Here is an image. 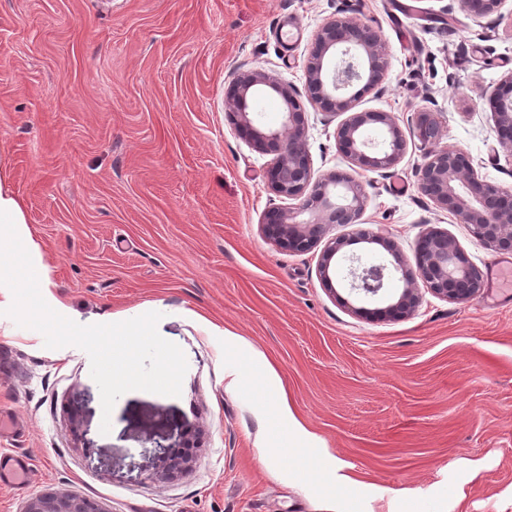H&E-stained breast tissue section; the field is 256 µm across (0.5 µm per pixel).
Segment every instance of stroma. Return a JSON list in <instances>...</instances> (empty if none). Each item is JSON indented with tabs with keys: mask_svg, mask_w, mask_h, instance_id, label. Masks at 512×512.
<instances>
[{
	"mask_svg": "<svg viewBox=\"0 0 512 512\" xmlns=\"http://www.w3.org/2000/svg\"><path fill=\"white\" fill-rule=\"evenodd\" d=\"M101 2L0 0V172L40 245L45 301L82 325L160 312L188 370L180 396L122 395L104 434L88 354L46 348L0 314V414L22 426L0 434V454L32 463L25 483H0V512L49 490L103 512H512V304L484 287L463 302L423 292L400 319L353 314L346 277L323 286L318 251L264 237L265 212L291 201L268 188L269 156L224 102L243 69L303 88L328 19L372 26L388 69L357 107L391 113L407 148L394 168L361 174L360 223L332 233L384 234L412 266L438 228L486 270L503 253L418 188L414 117L434 113L439 147L512 190L486 103L512 62V0L480 20L461 0ZM304 110L315 178L349 171L338 118ZM228 333L241 349L225 347ZM233 362L248 374L238 391L225 387ZM267 364L321 446L314 474L279 462L285 431L260 399ZM190 430L191 467L161 476ZM335 465L359 493L328 485Z\"/></svg>",
	"mask_w": 512,
	"mask_h": 512,
	"instance_id": "35a3bbf8",
	"label": "stroma"
}]
</instances>
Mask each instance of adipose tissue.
<instances>
[{"label":"adipose tissue","instance_id":"1","mask_svg":"<svg viewBox=\"0 0 512 512\" xmlns=\"http://www.w3.org/2000/svg\"><path fill=\"white\" fill-rule=\"evenodd\" d=\"M22 204L0 176V258L21 254L27 261L38 263L40 247L27 227Z\"/></svg>","mask_w":512,"mask_h":512}]
</instances>
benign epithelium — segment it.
<instances>
[{"label": "benign epithelium", "mask_w": 512, "mask_h": 512, "mask_svg": "<svg viewBox=\"0 0 512 512\" xmlns=\"http://www.w3.org/2000/svg\"><path fill=\"white\" fill-rule=\"evenodd\" d=\"M505 0H463L466 12L476 18L497 13ZM387 68L385 45L373 29L364 24L333 18L320 28L307 57L304 91L308 101L320 111L343 115L336 127L339 150L360 172L396 166L406 149V140L388 112L358 111V100L375 89ZM275 93L285 104L278 129L261 128L253 123L248 100L256 94ZM297 90L267 72L252 68L239 72L225 95V103L239 133L255 151L271 157L268 183L282 197L300 200L296 208L275 207L265 214L264 236L279 249L308 252L321 248L319 273L323 284L333 288L336 257L348 246L365 242L388 252L395 270L401 273L398 292L386 291L390 277L388 264L376 261L352 272V288L364 300L380 299L384 306L355 307L358 315L401 318L418 307L423 283L435 296L458 302L482 288L481 276L466 253L441 230L425 233L417 246L416 267H408L395 243L388 237L364 230L349 237L329 236L337 224H356L366 205L361 182L334 173L313 180L311 158L306 149V118L296 99ZM489 110L501 147L512 154V70L504 74L489 97ZM422 145L429 147L427 161L417 171L418 185L439 208L449 211L482 245L504 253L512 252V192L479 178L472 160L461 150L436 148L441 125L430 112H420L414 122ZM383 133L378 146L368 138L372 129ZM342 187L339 202L331 200V188ZM308 213L310 218L302 215ZM192 433L182 446L169 453L163 475L187 469L192 456L185 449L194 447ZM24 512H100L95 503L65 491L39 493L28 499Z\"/></svg>", "instance_id": "obj_1"}]
</instances>
